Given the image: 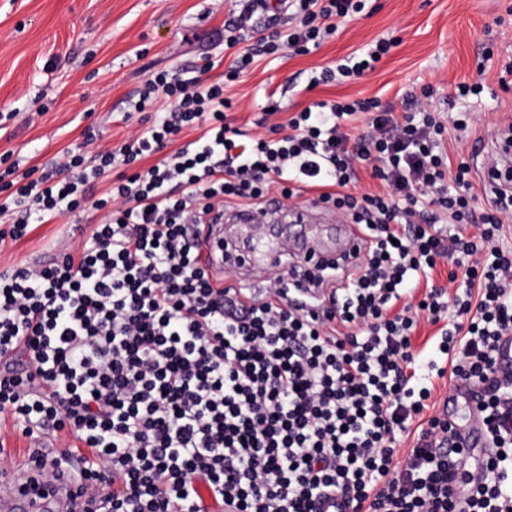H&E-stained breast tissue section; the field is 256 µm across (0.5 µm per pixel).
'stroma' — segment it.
<instances>
[{
  "label": "stroma",
  "instance_id": "obj_1",
  "mask_svg": "<svg viewBox=\"0 0 512 512\" xmlns=\"http://www.w3.org/2000/svg\"><path fill=\"white\" fill-rule=\"evenodd\" d=\"M232 0H0V155L43 167L87 127L116 143L138 129L126 100L160 69L202 67L203 55L231 62L224 21ZM396 37L376 69L344 84L308 88L313 71L336 65L372 40ZM512 54V0H366L361 16L315 52L257 63L229 87L239 123L259 118L275 93L283 111L315 100L376 97L401 107L405 91L433 92L447 109L454 85L482 81L471 100L476 134L489 145L512 128V88L499 83ZM71 232L68 219L40 224L0 247V269L46 263Z\"/></svg>",
  "mask_w": 512,
  "mask_h": 512
}]
</instances>
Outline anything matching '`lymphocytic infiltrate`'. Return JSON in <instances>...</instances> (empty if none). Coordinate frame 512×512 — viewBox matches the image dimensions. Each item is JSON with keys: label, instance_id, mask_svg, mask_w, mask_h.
I'll return each instance as SVG.
<instances>
[{"label": "lymphocytic infiltrate", "instance_id": "f902f5d3", "mask_svg": "<svg viewBox=\"0 0 512 512\" xmlns=\"http://www.w3.org/2000/svg\"><path fill=\"white\" fill-rule=\"evenodd\" d=\"M290 2L287 31L266 0H239L228 69L210 81L153 72L129 101L142 127L119 145L66 148L13 190L16 167L0 172V244L62 218L74 232L50 263L0 271V413L30 438L35 471L70 460L40 432L84 444L80 512H202V484L221 512H314L328 493L353 512H512V378L495 382L512 336V196L476 208L470 165L445 149L448 131L472 127L466 104L484 86L458 84L449 119L409 91L402 112L316 101L281 122L264 112V134H249L226 86L256 57L310 53L365 7ZM258 16L267 34L245 45ZM396 45L373 41L309 85L362 76ZM361 114L368 129L352 134ZM365 173L381 190L360 189ZM273 191L286 204L311 194L358 228L360 249L281 259L258 292L225 283V212ZM443 261L448 282L433 285ZM424 322L439 339L422 364ZM442 360L453 380L493 386L475 400L488 447L462 506L452 484L471 451L443 415L395 461Z\"/></svg>", "mask_w": 512, "mask_h": 512}]
</instances>
